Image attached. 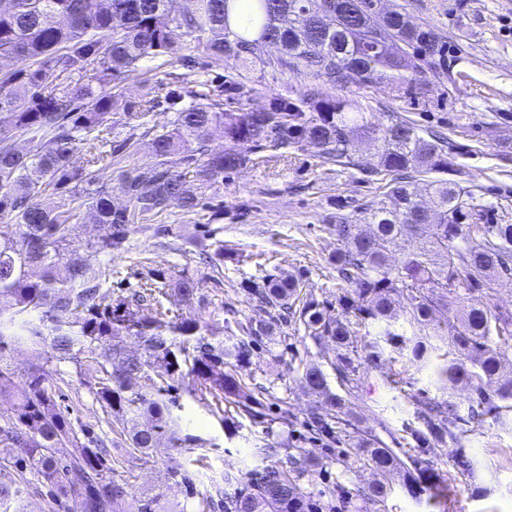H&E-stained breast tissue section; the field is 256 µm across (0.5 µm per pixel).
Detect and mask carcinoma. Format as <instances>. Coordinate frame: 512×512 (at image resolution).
<instances>
[{
  "instance_id": "carcinoma-1",
  "label": "carcinoma",
  "mask_w": 512,
  "mask_h": 512,
  "mask_svg": "<svg viewBox=\"0 0 512 512\" xmlns=\"http://www.w3.org/2000/svg\"><path fill=\"white\" fill-rule=\"evenodd\" d=\"M0 10V132L17 131L36 143L23 153L0 144V405L12 411L0 424V446L20 454L0 457V506L19 493L17 481L49 487L67 502V512H123L129 485L112 478V439L76 425L57 403L59 388L47 364L83 357L93 383L90 390L101 411L127 432L129 447L146 456L165 437L173 448H197L199 439L186 432L174 412L175 401L161 386L143 390L142 382L162 368L170 377L189 376L194 390L210 396V405H234L239 414L255 417L262 406L258 395L266 388L248 387L237 368L250 362L252 346L275 341L272 321L239 324L241 336L209 334L201 318L180 317L173 306L199 294L200 281L184 272L152 269L139 288L115 300L112 268L92 265L74 245L78 225L73 215L55 212L35 202L42 180L58 189L72 183L90 187L93 223L110 233L90 245L112 254L125 247L132 218L147 219L166 210L173 200L195 209L205 192L224 179V173L250 162V152L263 142L280 148L309 143L322 158L351 164L377 176H391L383 198L359 209L358 220L372 226L357 232L348 218L336 219V280L345 284L337 302L341 315L324 316L320 304L300 299L293 277L266 279L250 289L259 306L293 319L304 333L334 355L336 378L349 383L355 376L351 354L360 346V327L374 323L389 340L396 327L414 336L407 363L420 365L439 357L433 381L449 394L457 386L471 387L467 417L481 424L497 416L501 404L512 407V374L503 375L505 350L512 348V315L493 310L488 299L494 286L512 280V224H485V205L455 179L428 183L431 206L418 199L415 175L454 172L448 152L455 149L447 135H423L411 122L393 118L375 127L366 113L347 100L306 87L290 101L275 97L266 108L226 112L221 102L224 85L206 81L190 85L177 79L165 95L174 112L171 126L154 132L156 162L123 171L116 185L93 186V172L72 166L80 150L94 166L104 158L123 156L133 135L108 141L99 136L110 115L137 108L134 117L145 126L160 105L145 97L132 106L118 93H105V79L120 81L140 64L159 56H175L190 73L204 57L220 64L233 59L250 68L273 65L317 79L334 87L355 83L409 84L416 60L442 52L438 36L426 26L408 24L398 9L382 13L374 4L383 0H352L347 15L336 0H188L176 14L171 0H9ZM274 44L280 55L262 58ZM49 62L47 68L24 70L20 65ZM242 150L208 154L205 142L212 128ZM380 143L379 162H354L350 147L356 136ZM118 191L128 200L112 202ZM399 240L412 243L397 262L390 249ZM65 267L66 276L57 270ZM406 294L407 306L395 297ZM467 301L453 317L449 332L440 334L435 313ZM149 303L138 316L131 307ZM139 341L131 353L126 340ZM25 347L46 356L30 369L26 381L14 382L8 354ZM301 383L321 401L311 412L318 430L332 434L345 422L344 399L332 391L321 366L310 363ZM455 404L447 399L429 403L417 412L427 431L422 443L447 455L461 474L474 465L462 448L460 435L448 427ZM281 443L259 449L270 463L262 468L224 473L205 497L211 512H306L311 501L300 479L311 475L314 460L303 449L283 464L275 460ZM69 448L66 456L58 449ZM354 454L379 475L365 495L382 502L388 496L386 478L402 465L395 452L379 439L359 435ZM77 471L74 483L69 473ZM165 479L197 495L196 484L183 465L165 467Z\"/></svg>"
}]
</instances>
